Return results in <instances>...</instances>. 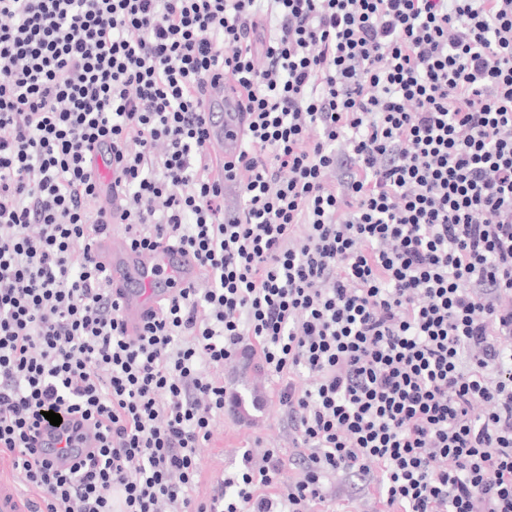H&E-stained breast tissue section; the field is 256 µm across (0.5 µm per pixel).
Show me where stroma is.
Returning <instances> with one entry per match:
<instances>
[{
	"label": "stroma",
	"mask_w": 512,
	"mask_h": 512,
	"mask_svg": "<svg viewBox=\"0 0 512 512\" xmlns=\"http://www.w3.org/2000/svg\"><path fill=\"white\" fill-rule=\"evenodd\" d=\"M213 375L223 384L226 401L210 439L197 450L201 473L195 494L203 499L210 496L215 477L236 471L245 449L277 448L285 455L293 450L288 420L274 395V383L265 376L259 350L240 353Z\"/></svg>",
	"instance_id": "35a3bbf8"
}]
</instances>
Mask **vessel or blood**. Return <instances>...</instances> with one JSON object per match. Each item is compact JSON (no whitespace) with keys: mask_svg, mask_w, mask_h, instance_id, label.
Segmentation results:
<instances>
[{"mask_svg":"<svg viewBox=\"0 0 512 512\" xmlns=\"http://www.w3.org/2000/svg\"><path fill=\"white\" fill-rule=\"evenodd\" d=\"M203 109L209 130L208 150L220 159L234 158L241 147L242 124L239 99L222 82H207ZM99 262L105 267L110 284L121 294V313L128 335H137L172 293L173 286H186L199 275L196 261L179 248L164 244L156 250L133 248L127 238L115 235L99 241L96 248ZM70 433L76 445L85 451L98 446L94 431L80 424L77 418L63 416L60 425L43 424L37 443L46 447V458L53 465L70 464L71 458L61 441L62 433ZM0 512H33L30 501L16 489L11 478L0 473Z\"/></svg>","mask_w":512,"mask_h":512,"instance_id":"vessel-or-blood-1","label":"vessel or blood"}]
</instances>
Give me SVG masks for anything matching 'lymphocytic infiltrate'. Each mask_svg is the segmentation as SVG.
Segmentation results:
<instances>
[{"label":"lymphocytic infiltrate","mask_w":512,"mask_h":512,"mask_svg":"<svg viewBox=\"0 0 512 512\" xmlns=\"http://www.w3.org/2000/svg\"><path fill=\"white\" fill-rule=\"evenodd\" d=\"M0 453L38 512H512V0H0ZM233 82L215 165L202 91ZM112 150L103 197L95 145ZM199 264L127 335L95 244ZM294 434L210 499L207 369ZM79 416L59 469L34 434ZM292 475H285V466ZM337 487L339 489V495L336 502V509L346 511H335V512H382L385 507L379 502L378 496L367 497L356 502L348 501L349 498L342 486L340 480H337ZM339 504V505H338Z\"/></svg>","instance_id":"f902f5d3"}]
</instances>
